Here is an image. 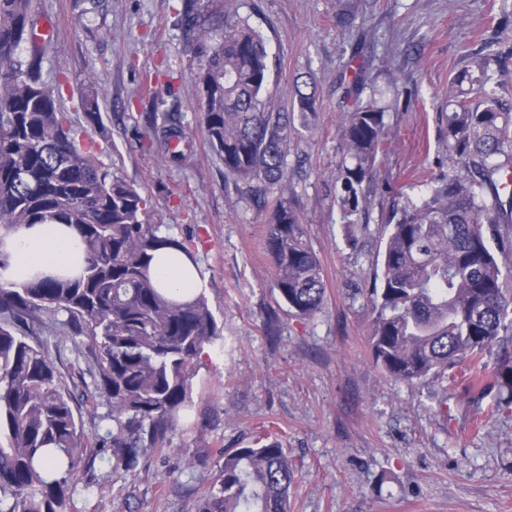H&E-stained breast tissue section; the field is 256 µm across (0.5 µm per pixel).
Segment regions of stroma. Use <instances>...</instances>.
Instances as JSON below:
<instances>
[{"label": "stroma", "instance_id": "35a3bbf8", "mask_svg": "<svg viewBox=\"0 0 512 512\" xmlns=\"http://www.w3.org/2000/svg\"><path fill=\"white\" fill-rule=\"evenodd\" d=\"M184 0H37L54 27L42 77L77 123L78 97L98 92L93 136L102 161L153 199L172 236H193L205 295L222 336L199 360L192 404L171 442L145 468L112 473L85 418L93 469L77 470L66 512H188L222 461L221 448L279 439L296 468L289 512H512V406L490 410L462 384L448 405L423 385L385 378L366 342L367 293L396 194L418 201L420 176L453 167L439 114L469 53L512 45V0H213L261 30L283 77L313 75V134L296 138L281 189L301 209L324 271L313 318L289 313L273 288L263 215L224 178L199 122L198 60L183 37ZM367 62L362 99H376L390 130L384 185L370 232L350 245L336 203L337 114ZM188 124L191 157L158 163L145 123L152 101ZM197 461L194 470L186 459Z\"/></svg>", "mask_w": 512, "mask_h": 512}]
</instances>
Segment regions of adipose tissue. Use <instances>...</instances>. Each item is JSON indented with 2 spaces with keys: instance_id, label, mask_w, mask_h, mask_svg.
<instances>
[{
  "instance_id": "obj_1",
  "label": "adipose tissue",
  "mask_w": 512,
  "mask_h": 512,
  "mask_svg": "<svg viewBox=\"0 0 512 512\" xmlns=\"http://www.w3.org/2000/svg\"><path fill=\"white\" fill-rule=\"evenodd\" d=\"M0 251L9 255L0 269V283L22 284L35 275L76 274L85 264V246L76 231L65 224H36L17 228L0 237ZM159 287L188 294L203 287L194 264L180 251L159 249L151 266Z\"/></svg>"
}]
</instances>
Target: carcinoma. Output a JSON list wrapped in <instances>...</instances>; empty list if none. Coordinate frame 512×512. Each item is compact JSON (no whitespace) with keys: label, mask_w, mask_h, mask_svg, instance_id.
<instances>
[{"label":"carcinoma","mask_w":512,"mask_h":512,"mask_svg":"<svg viewBox=\"0 0 512 512\" xmlns=\"http://www.w3.org/2000/svg\"><path fill=\"white\" fill-rule=\"evenodd\" d=\"M184 35L200 59L202 124L224 161V177L264 212V246L274 288L294 315L312 318L324 302L320 259L301 212L278 186L288 179L291 143L311 129L314 79L282 86L260 30L219 14L208 0H186ZM35 0H0V224H67L87 260L73 277H39L21 288L0 285V512H64L71 476L92 466L74 391L49 351L90 359L85 394L104 398L100 441L112 448V472H135L162 451L192 402L203 349L220 337L205 291L168 296L149 271L170 245L195 258L191 239L163 236L152 197L99 159L90 129L97 98L80 100L86 125L60 109L42 79L46 45L35 38ZM512 57L472 54L448 84L441 113L456 165L423 180L417 202L385 219L380 285L369 289L368 342L374 365L407 385L447 392L462 376L494 408L512 404V195L501 197L512 166V112L504 110L490 64ZM166 163L186 161L181 121L145 113ZM369 102L339 113L336 200L351 230L372 207L378 156L389 129ZM361 225V224H359ZM368 225H361L367 230ZM224 459L189 512H288L295 470L274 439L258 448H220Z\"/></svg>","instance_id":"cac0c4a2"}]
</instances>
